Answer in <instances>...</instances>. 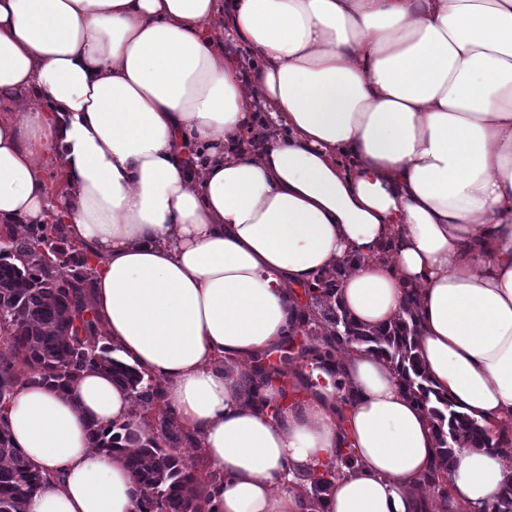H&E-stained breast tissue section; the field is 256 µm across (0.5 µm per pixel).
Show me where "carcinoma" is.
<instances>
[{"instance_id": "obj_1", "label": "carcinoma", "mask_w": 512, "mask_h": 512, "mask_svg": "<svg viewBox=\"0 0 512 512\" xmlns=\"http://www.w3.org/2000/svg\"><path fill=\"white\" fill-rule=\"evenodd\" d=\"M11 250L24 257L18 266L7 261L10 254L0 251V342L7 345L11 357L0 359V406L15 390L32 381L64 389L88 366L112 375L129 389L146 412H155L157 424L152 435L141 438L131 427L119 430L92 425L95 446L112 455L122 453L141 489L138 512H202V503L211 502L207 481L187 462L179 449L191 440L175 426L171 411L162 400L158 385L151 384L136 368L112 356L114 349L96 346V321L88 317L89 308L83 288L90 270L88 255L69 238L68 225L61 220L52 224H29L23 237L9 239ZM340 281L316 278L304 292L309 295L298 332L313 335V328L324 323L327 334L323 347L304 345L297 358L324 368L332 352L352 344L393 363L404 386L437 423L440 439L435 469L426 484L448 498L444 474L454 458V446L466 443L474 448L485 443L484 428L429 386L424 367L416 353L417 323L411 309L394 323L378 329L356 324L339 305H333ZM286 373L280 367L257 359L247 386L250 394ZM336 472L308 478V510L312 512L321 495L333 485ZM43 477L20 453L6 426L0 423V512H27L29 496ZM495 512H512V476L503 485L494 505Z\"/></svg>"}]
</instances>
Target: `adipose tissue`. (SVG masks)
Masks as SVG:
<instances>
[{"label": "adipose tissue", "instance_id": "ef3b65f1", "mask_svg": "<svg viewBox=\"0 0 512 512\" xmlns=\"http://www.w3.org/2000/svg\"><path fill=\"white\" fill-rule=\"evenodd\" d=\"M223 21L224 36L214 31ZM231 37L263 64L250 84ZM264 109L257 155L235 144ZM55 162L64 186L51 198ZM62 216L87 302L154 379L209 467L217 512H307L306 478L357 462L319 512H472L512 455V0H0V235ZM340 275L359 324L406 305L433 389L487 430L448 498L423 493L438 434L389 362L344 348L304 401L248 397L239 362L282 346L295 292ZM131 395L88 368L0 409L43 482L27 512H137L91 425Z\"/></svg>", "mask_w": 512, "mask_h": 512}]
</instances>
